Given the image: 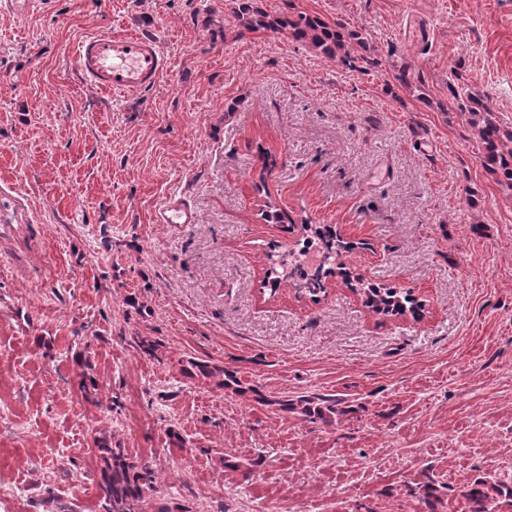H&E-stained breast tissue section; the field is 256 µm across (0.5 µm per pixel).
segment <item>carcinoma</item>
Wrapping results in <instances>:
<instances>
[{"instance_id": "1", "label": "carcinoma", "mask_w": 512, "mask_h": 512, "mask_svg": "<svg viewBox=\"0 0 512 512\" xmlns=\"http://www.w3.org/2000/svg\"><path fill=\"white\" fill-rule=\"evenodd\" d=\"M234 4L233 13L240 27L286 36L306 44L329 61L347 59L349 46L361 40L357 30L341 23L331 24L315 14L288 11L273 16L261 10L257 0H234ZM467 101L468 122L475 131L481 166L498 183L512 187V129L501 126L494 113L477 97L469 94ZM309 231L326 251L325 263L312 275V285L305 288L315 296L322 290L323 276L344 269L342 253L349 247L327 228L311 227ZM365 296L366 306L377 315L416 312L417 304L402 288H369ZM180 374L190 380L214 381L225 388L232 387L240 395L251 392L255 402L276 405L280 411L299 414L312 424L330 426L336 423V417L348 414L339 407L341 400L334 396H301L295 401L268 399L257 390L242 386L235 371L215 367L202 359L186 360ZM99 452L103 462L100 486L104 493V512H146L147 493L154 489L152 465L133 464L126 449L112 447L105 438L100 440ZM415 494L422 512H504V507H512V485L497 480H475L464 492L461 505L440 499L425 481L416 484Z\"/></svg>"}]
</instances>
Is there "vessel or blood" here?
I'll use <instances>...</instances> for the list:
<instances>
[{
    "instance_id": "vessel-or-blood-1",
    "label": "vessel or blood",
    "mask_w": 512,
    "mask_h": 512,
    "mask_svg": "<svg viewBox=\"0 0 512 512\" xmlns=\"http://www.w3.org/2000/svg\"><path fill=\"white\" fill-rule=\"evenodd\" d=\"M75 62L86 80L109 92L137 93L154 86L169 60L153 38L135 34L98 33L79 42ZM160 224H189L193 213L172 200L156 215Z\"/></svg>"
}]
</instances>
